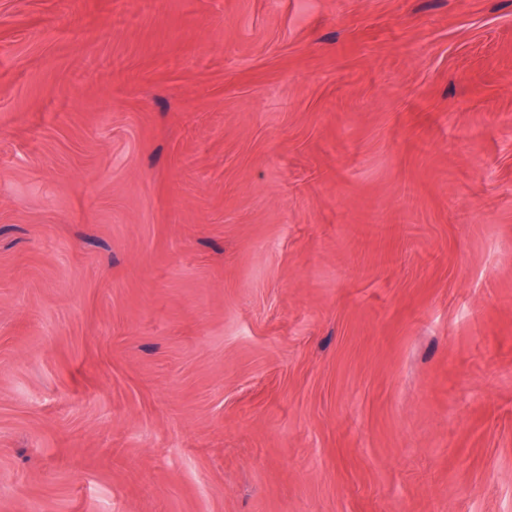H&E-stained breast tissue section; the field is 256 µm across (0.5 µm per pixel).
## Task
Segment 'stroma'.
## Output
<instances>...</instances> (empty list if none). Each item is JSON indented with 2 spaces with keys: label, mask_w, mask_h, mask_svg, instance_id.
Instances as JSON below:
<instances>
[{
  "label": "stroma",
  "mask_w": 512,
  "mask_h": 512,
  "mask_svg": "<svg viewBox=\"0 0 512 512\" xmlns=\"http://www.w3.org/2000/svg\"><path fill=\"white\" fill-rule=\"evenodd\" d=\"M0 512H512V0H0Z\"/></svg>",
  "instance_id": "obj_1"
}]
</instances>
